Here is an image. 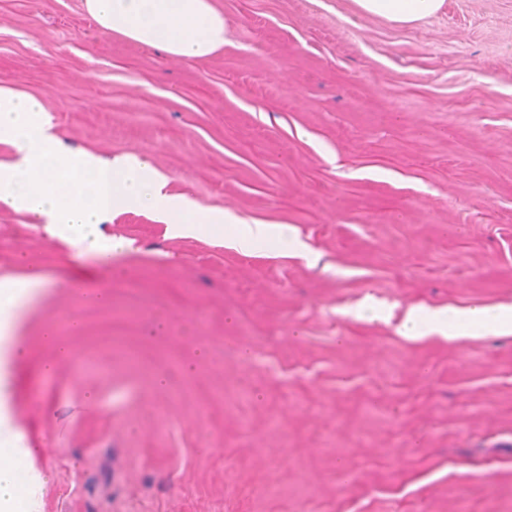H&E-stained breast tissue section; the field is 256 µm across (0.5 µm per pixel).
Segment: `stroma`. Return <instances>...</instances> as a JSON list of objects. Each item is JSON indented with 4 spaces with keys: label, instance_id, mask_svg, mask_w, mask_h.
I'll list each match as a JSON object with an SVG mask.
<instances>
[{
    "label": "stroma",
    "instance_id": "35a3bbf8",
    "mask_svg": "<svg viewBox=\"0 0 512 512\" xmlns=\"http://www.w3.org/2000/svg\"><path fill=\"white\" fill-rule=\"evenodd\" d=\"M214 4L231 41L194 61L83 0H0V84L69 147L285 234L244 252L129 209L107 263L0 206V278L53 283L9 395L52 468L41 512H512V334L397 331L414 305L512 306V0L409 27ZM365 300L390 318H355ZM73 322L59 356L45 330Z\"/></svg>",
    "mask_w": 512,
    "mask_h": 512
}]
</instances>
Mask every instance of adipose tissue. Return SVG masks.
Returning <instances> with one entry per match:
<instances>
[{
	"instance_id": "ef3b65f1",
	"label": "adipose tissue",
	"mask_w": 512,
	"mask_h": 512,
	"mask_svg": "<svg viewBox=\"0 0 512 512\" xmlns=\"http://www.w3.org/2000/svg\"><path fill=\"white\" fill-rule=\"evenodd\" d=\"M356 14L407 27L437 15L445 0H352ZM86 12L105 32L162 49L167 55L204 60L228 42L224 15L213 0H84ZM0 142L12 146V162H0V206L28 215L50 237L75 245L82 253L108 261L131 251L124 239L104 238L101 224L121 209L134 207L169 224L177 234L208 227L223 235L238 226L231 243L244 251L275 238L265 223L242 220L231 211L213 212L183 194L167 192L168 179L148 161L107 160L67 147L53 118L36 96L0 84ZM50 286L38 272L0 280V512H19L21 486L44 484L35 470L34 449L12 426L9 377L24 349L13 336L21 310ZM467 324L491 336L512 334V307L488 314L480 305L429 311L411 308L399 326L404 336L438 333L456 337Z\"/></svg>"
}]
</instances>
